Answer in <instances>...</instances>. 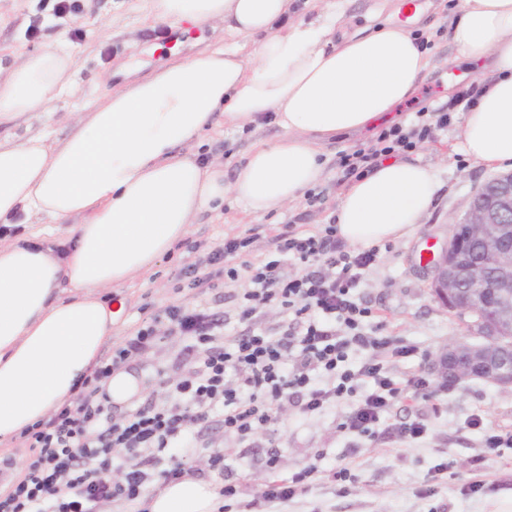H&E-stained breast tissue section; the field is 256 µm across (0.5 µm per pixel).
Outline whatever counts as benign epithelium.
I'll return each instance as SVG.
<instances>
[{
    "instance_id": "1",
    "label": "benign epithelium",
    "mask_w": 512,
    "mask_h": 512,
    "mask_svg": "<svg viewBox=\"0 0 512 512\" xmlns=\"http://www.w3.org/2000/svg\"><path fill=\"white\" fill-rule=\"evenodd\" d=\"M433 296L474 340L452 339L430 361L442 383L512 387V171L484 183L429 263Z\"/></svg>"
}]
</instances>
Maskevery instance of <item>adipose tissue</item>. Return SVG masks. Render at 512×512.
<instances>
[{"instance_id": "adipose-tissue-1", "label": "adipose tissue", "mask_w": 512, "mask_h": 512, "mask_svg": "<svg viewBox=\"0 0 512 512\" xmlns=\"http://www.w3.org/2000/svg\"><path fill=\"white\" fill-rule=\"evenodd\" d=\"M296 0H144L173 28L219 24L234 44L172 56L153 73L74 116L69 137L0 142V443L69 401L112 336L122 301L106 291L151 270L226 197L262 214L299 201L321 179L322 147L390 119L431 66L419 13L364 27L330 8L306 19ZM448 40L475 74L496 72L470 106L460 149L490 171L512 168V0H454ZM75 55L15 51L0 72V119L55 112L73 88ZM273 114L280 135L257 141L232 182L200 163L216 117L245 129ZM440 191L431 166L388 159L342 192L338 235L368 248L416 234ZM74 220L70 245H48ZM218 488L187 474L149 497V512H216Z\"/></svg>"}]
</instances>
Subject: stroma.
Returning a JSON list of instances; mask_svg holds the SVG:
<instances>
[{"mask_svg": "<svg viewBox=\"0 0 512 512\" xmlns=\"http://www.w3.org/2000/svg\"><path fill=\"white\" fill-rule=\"evenodd\" d=\"M53 0H0V65L9 66L10 53L17 48L37 50L47 44L72 51L79 59L74 75L77 93L58 95L59 105L73 112H85L113 86L110 77L120 62L127 61L141 74L156 70L174 55L209 50L224 43L222 27L193 26L181 31L147 21L140 0H79L77 12L61 21L53 15ZM420 29H432L426 44L433 68L426 75L411 101L405 103L393 121L411 127L421 108L445 107L448 126L436 131L410 152L411 157L432 165L442 186L437 204L418 232L391 243L378 262L367 272L360 296L374 310L371 321L378 335L391 336L417 347L416 357L387 362L389 374L405 378L412 371L428 372L429 359L439 354L448 340L466 335L464 324L436 302L419 265L427 242H445L448 228L466 210L471 196L492 174L457 152L464 116L465 97L478 82L468 63L449 65L454 49L448 41L451 21L449 0H423ZM37 34H30L31 25ZM81 30L73 38L72 30ZM72 126L58 114L32 112L0 122V142L43 133L64 141ZM280 134L273 120L239 130L218 124L202 150L204 157L224 163L225 181H233L250 147L259 140H273ZM376 135L369 129L337 139L326 146L321 159L323 176L301 201L264 214H253L233 199H225L222 209L199 215L184 241L159 265L124 287L114 290L113 299L124 302V312L112 328L108 347L122 343L128 329L158 313L171 302L192 306L207 301L212 309L225 313L227 335L255 329L272 336L281 335L286 315L265 309L251 322L239 321L232 304L215 294L199 299L192 291H176L177 275L183 265L194 262L188 248L199 245L201 252L223 244L225 239L259 227L260 249L271 248L282 225L302 224L312 229L329 223L342 190L351 183L339 165L343 154L365 147ZM156 347L134 364L144 391L158 388L160 381L176 376L185 345L181 336L159 326ZM430 400L404 399L396 402L386 416V424L397 428L402 422L425 425L427 435L416 444L397 440H375L341 430L353 403L346 400L315 416L304 417L296 408L284 405L269 431L248 441L225 432L221 416H214L200 434L213 449L223 452L224 469L207 470L210 450L198 449L196 463L205 468V478L217 485L232 483L239 494L227 512H512V487L501 486L504 475L512 474V452L491 460L482 474L486 492L473 494L470 459L482 450L484 431L493 427L512 429V388H501L481 381L448 387L436 385ZM482 425H471L472 416ZM447 463L448 476L436 487L434 496H422L431 468ZM314 466L318 480L309 490L286 503H259L258 498L271 475L285 476ZM347 466L357 480L349 493L342 494L331 478L332 471Z\"/></svg>", "mask_w": 512, "mask_h": 512, "instance_id": "obj_1", "label": "stroma"}]
</instances>
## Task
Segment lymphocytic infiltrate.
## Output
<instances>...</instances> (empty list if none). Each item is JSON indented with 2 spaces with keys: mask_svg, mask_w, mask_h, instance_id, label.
<instances>
[{
  "mask_svg": "<svg viewBox=\"0 0 512 512\" xmlns=\"http://www.w3.org/2000/svg\"><path fill=\"white\" fill-rule=\"evenodd\" d=\"M447 124V113L433 109L410 130L399 125L382 130L366 148L343 155L340 164L352 174L368 171ZM260 237L252 228L225 240L185 265L178 279L201 295L246 279L247 288L229 296L240 320H252L264 308L280 309L287 316L282 335L250 330L228 338L220 313L201 304H168L131 328L124 342L97 362L71 402L21 432V444L29 451L25 474L0 493V512H101L102 504L137 500L153 478L175 480L188 472L186 461L167 462V451L215 413H222L225 432L246 441L267 430L283 405L306 416L320 414L356 398L365 380L374 389L356 398L343 429L373 439L424 437L426 428L416 421L393 431L385 425L395 402L430 395L431 383L423 374L415 371L398 382L374 360L355 370L345 366L353 347L398 360L416 352L365 330L373 311L358 289L378 261L379 247L341 250L332 224L313 232L283 225L273 248L263 253L256 250ZM288 260L301 266L300 274H283ZM161 323L171 334L190 339L178 376L165 381L163 396L151 394L137 409L115 412L107 380L154 348ZM116 448L126 452V472L117 482L107 473Z\"/></svg>",
  "mask_w": 512,
  "mask_h": 512,
  "instance_id": "f902f5d3",
  "label": "lymphocytic infiltrate"
}]
</instances>
